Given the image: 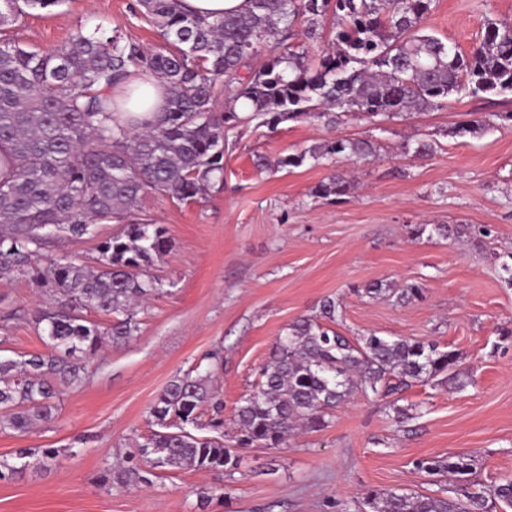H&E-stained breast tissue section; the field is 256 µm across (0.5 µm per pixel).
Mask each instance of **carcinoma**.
Wrapping results in <instances>:
<instances>
[{
	"label": "carcinoma",
	"instance_id": "1",
	"mask_svg": "<svg viewBox=\"0 0 512 512\" xmlns=\"http://www.w3.org/2000/svg\"><path fill=\"white\" fill-rule=\"evenodd\" d=\"M180 0H139L165 48L147 52L108 34L102 26L80 29L62 46L41 51L0 39V145L10 150L12 171L0 179V277L29 267L36 282L53 293L38 311L48 351L20 358L0 356V429L26 434L52 423L61 389L81 382L89 360L105 339L123 345L139 322L135 302L159 293L163 284L148 269L170 247L167 229L134 218L140 197L151 191L185 202L201 198L224 177V132L252 122L271 129L286 121L317 118L328 126L343 117L391 121L408 112L448 108L454 95L512 93V22L487 20L470 53L425 33L434 0H250L246 12L211 20L181 10ZM64 0H0V26L29 10L57 7ZM332 16L328 45L314 56L295 49L298 21L315 39ZM267 60L258 68L254 60ZM247 75H242L241 70ZM133 75L155 77L168 87L164 111L140 120L114 111L107 91ZM224 96V111L216 110ZM512 124V110L486 117L468 113L453 134L480 135ZM433 139L415 138L404 152L427 157ZM378 146L361 138L315 143L280 158L277 167H298L335 155L368 160ZM352 188L338 174L313 195L341 200ZM132 219L98 246L99 266L79 265L43 254L53 237L78 239L96 224ZM449 224L409 229L448 239ZM359 296H392L403 303L422 297V287L385 288L373 282ZM93 308L114 317L106 330L82 315ZM339 303L323 300L318 314L303 316L277 337L261 380L235 407L237 443L267 448L287 444L299 428L318 431L333 411L362 393L387 398L437 377L465 383L459 353L433 341L369 333L356 341L341 335ZM212 411L209 427L224 426V402L208 376H176L157 397L151 416L157 429L135 444L129 461L152 471H222L239 457L224 439L201 436L199 410ZM54 448H20L15 461L0 460V480L33 465L56 464ZM475 460L467 455L421 459L428 475L467 480ZM138 467L107 468L102 484L128 486ZM512 508V478L461 498L412 496L398 490L370 492L372 512H491Z\"/></svg>",
	"mask_w": 512,
	"mask_h": 512
}]
</instances>
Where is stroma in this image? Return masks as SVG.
I'll use <instances>...</instances> for the list:
<instances>
[{"label":"stroma","mask_w":512,"mask_h":512,"mask_svg":"<svg viewBox=\"0 0 512 512\" xmlns=\"http://www.w3.org/2000/svg\"><path fill=\"white\" fill-rule=\"evenodd\" d=\"M512 21V0H436L425 28L470 52L487 20ZM103 22L128 41L157 50L159 35L138 0H66L35 10L0 36L51 50L80 27ZM502 109L501 98L465 97L447 108L380 125L348 118L254 125L228 132L224 179L206 198L179 203L156 193L141 214L164 224L171 248L149 269L163 293L136 309L128 343H104L83 383L63 389L56 420L29 433L0 430V460L20 448H55L60 465L0 481V512H344L363 493L400 489L454 495V478L415 469L417 460L474 456L471 483L512 476V288L496 254L512 252V126L454 137L462 113ZM430 137L433 156L401 147ZM375 141V159L305 162L276 168L278 158L330 139ZM353 183L344 201L312 196L331 175ZM415 224H488L491 240L414 239ZM119 230L96 225L81 239H54L46 255L95 265L98 244ZM420 282L421 299L355 295L380 282ZM340 304L337 332H371L434 341L457 350L464 388L415 384L397 406L362 394L334 411L318 431H297L280 448H236L224 472L174 470L151 484L104 487L100 473L128 456L154 428L150 407L174 376L211 373L224 400V442L232 444L234 408L250 394L277 336L321 301ZM50 292L17 270L0 279V336L11 357L46 350L35 317ZM411 418L394 421L395 407Z\"/></svg>","instance_id":"35a3bbf8"}]
</instances>
